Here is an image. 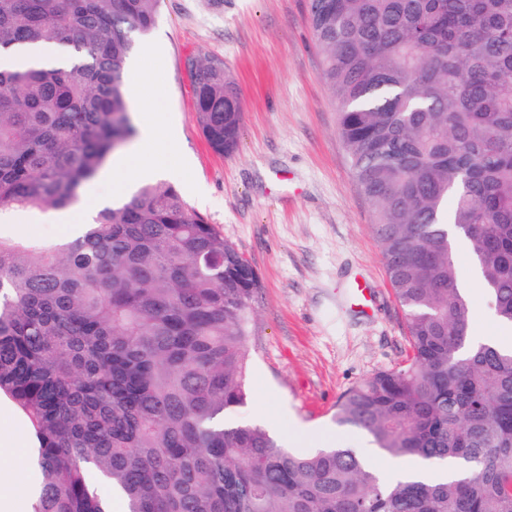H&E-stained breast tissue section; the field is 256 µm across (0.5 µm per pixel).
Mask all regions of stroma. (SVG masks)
I'll return each instance as SVG.
<instances>
[{
  "label": "stroma",
  "mask_w": 512,
  "mask_h": 512,
  "mask_svg": "<svg viewBox=\"0 0 512 512\" xmlns=\"http://www.w3.org/2000/svg\"><path fill=\"white\" fill-rule=\"evenodd\" d=\"M141 41L147 52L127 74L131 103L155 100L159 129L176 131L160 138L152 163L180 168L173 185L261 280L242 418L299 453L336 446L378 462L364 435L336 425V403L375 372L405 364L408 330L371 205L336 130L338 103L323 79L306 0H161ZM204 54L223 58L241 91L243 132L230 156L209 147L197 122L187 62ZM0 235L53 240L64 232L59 211L45 209L14 215ZM455 255L475 331L512 340L470 278L466 247ZM358 280L374 291L365 311L350 297Z\"/></svg>",
  "instance_id": "stroma-1"
}]
</instances>
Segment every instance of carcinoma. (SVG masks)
Segmentation results:
<instances>
[{"label":"carcinoma","mask_w":512,"mask_h":512,"mask_svg":"<svg viewBox=\"0 0 512 512\" xmlns=\"http://www.w3.org/2000/svg\"><path fill=\"white\" fill-rule=\"evenodd\" d=\"M160 0H0V217L68 210L136 135L127 65ZM337 132L373 211L410 355L344 393L349 448L298 454L231 417L249 399L252 264L167 182L57 242L0 238V396L38 442L34 512H512V347L473 335L448 224L512 326V0H308ZM202 134L233 153L240 92L191 61Z\"/></svg>","instance_id":"cac0c4a2"}]
</instances>
